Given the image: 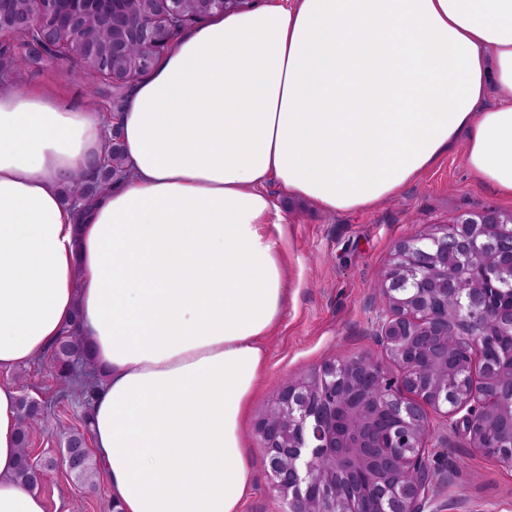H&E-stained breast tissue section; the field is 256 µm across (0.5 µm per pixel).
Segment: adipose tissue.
Masks as SVG:
<instances>
[{"instance_id": "ef3b65f1", "label": "adipose tissue", "mask_w": 512, "mask_h": 512, "mask_svg": "<svg viewBox=\"0 0 512 512\" xmlns=\"http://www.w3.org/2000/svg\"><path fill=\"white\" fill-rule=\"evenodd\" d=\"M117 122L123 177L78 206L64 190L99 165L104 114L50 84H0V370L76 324L120 512H241L264 339L288 306L287 218L268 184L327 214L365 211L460 146L512 203V0L214 14ZM19 398L0 384V512H46L16 477Z\"/></svg>"}]
</instances>
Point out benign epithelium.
<instances>
[{"mask_svg": "<svg viewBox=\"0 0 512 512\" xmlns=\"http://www.w3.org/2000/svg\"><path fill=\"white\" fill-rule=\"evenodd\" d=\"M252 0H0V34L32 37L80 69L105 62L102 80L128 88L172 46L169 29ZM96 20L103 40L87 31ZM512 211L487 207L400 242L377 290L384 301L374 336L401 368L391 375L368 355L329 360L288 380L257 422L270 489L291 512H427L433 475L427 410L462 433L482 456L512 466V433L490 445L489 431L512 420V366L489 361L502 351L473 331L461 299L489 312L496 333L512 332V307L488 310L480 277L512 272ZM464 258L448 272V254ZM466 414L459 420L460 411Z\"/></svg>", "mask_w": 512, "mask_h": 512, "instance_id": "1", "label": "benign epithelium"}]
</instances>
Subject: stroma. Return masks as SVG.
<instances>
[{
    "mask_svg": "<svg viewBox=\"0 0 512 512\" xmlns=\"http://www.w3.org/2000/svg\"><path fill=\"white\" fill-rule=\"evenodd\" d=\"M0 56L17 86L50 80L64 91L68 104L91 105L109 117L116 112L111 83H89L72 63L30 53L19 36L0 37ZM501 205L491 189L474 182L460 150L445 156L397 196L362 213L330 215L308 203H289L288 308L266 339V371L244 432L255 477L242 512H288L287 504L268 487L255 432L268 399L288 377L304 374L323 361L359 354L382 358L373 336L381 310L375 286L396 245L456 215ZM20 378L26 383L25 394L41 404L50 424L49 429L31 433L29 447L37 459L56 458L61 431L83 429L86 408L77 395L56 382L49 355L0 372V382ZM426 453L439 502L452 504L454 512H512V468L473 453L459 434H449L444 448L430 443ZM39 490L47 512H112V497L102 477L88 486L57 470Z\"/></svg>",
    "mask_w": 512,
    "mask_h": 512,
    "instance_id": "35a3bbf8",
    "label": "stroma"
}]
</instances>
